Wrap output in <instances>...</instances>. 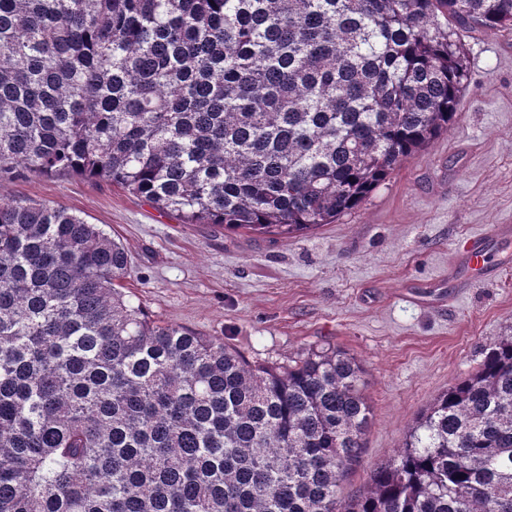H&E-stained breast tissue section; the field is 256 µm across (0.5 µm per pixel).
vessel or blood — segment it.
<instances>
[{
	"label": "vessel or blood",
	"mask_w": 512,
	"mask_h": 512,
	"mask_svg": "<svg viewBox=\"0 0 512 512\" xmlns=\"http://www.w3.org/2000/svg\"><path fill=\"white\" fill-rule=\"evenodd\" d=\"M512 241V225H494L491 232L477 234L467 240L462 250L453 252L452 264L462 272L457 285L470 288L475 284L494 278L497 274L492 266L491 252L495 245Z\"/></svg>",
	"instance_id": "obj_1"
}]
</instances>
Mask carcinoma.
<instances>
[{
  "mask_svg": "<svg viewBox=\"0 0 512 512\" xmlns=\"http://www.w3.org/2000/svg\"><path fill=\"white\" fill-rule=\"evenodd\" d=\"M512 0H0V181L100 178L232 232L332 224L453 123ZM130 259L0 199V512H512V326L351 504L356 358L255 365L148 317Z\"/></svg>",
  "mask_w": 512,
  "mask_h": 512,
  "instance_id": "1",
  "label": "carcinoma"
}]
</instances>
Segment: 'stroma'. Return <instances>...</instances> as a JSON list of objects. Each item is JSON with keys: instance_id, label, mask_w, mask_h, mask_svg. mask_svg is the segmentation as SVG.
<instances>
[{"instance_id": "35a3bbf8", "label": "stroma", "mask_w": 512, "mask_h": 512, "mask_svg": "<svg viewBox=\"0 0 512 512\" xmlns=\"http://www.w3.org/2000/svg\"><path fill=\"white\" fill-rule=\"evenodd\" d=\"M467 81L453 126L407 158L362 206L288 238L185 224L101 179L25 173L0 198L65 207L127 251L124 292L160 323L249 361L331 344L364 371L372 413L343 500L401 448L409 426L467 377L512 324V244L494 280L448 293L454 249L512 224V32L461 36Z\"/></svg>"}]
</instances>
